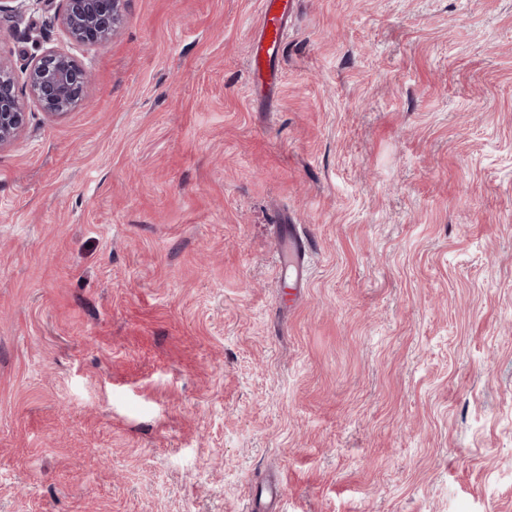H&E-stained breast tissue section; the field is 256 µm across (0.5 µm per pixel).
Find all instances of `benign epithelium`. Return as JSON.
<instances>
[{"instance_id": "benign-epithelium-1", "label": "benign epithelium", "mask_w": 512, "mask_h": 512, "mask_svg": "<svg viewBox=\"0 0 512 512\" xmlns=\"http://www.w3.org/2000/svg\"><path fill=\"white\" fill-rule=\"evenodd\" d=\"M57 20L70 42L97 47L112 40L126 0H62ZM13 66L0 58V150L14 144L28 123L23 94L49 117H61L84 100L91 72L73 54L50 48L23 67L18 82Z\"/></svg>"}]
</instances>
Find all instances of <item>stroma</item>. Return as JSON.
I'll list each match as a JSON object with an SVG mask.
<instances>
[{
    "label": "stroma",
    "mask_w": 512,
    "mask_h": 512,
    "mask_svg": "<svg viewBox=\"0 0 512 512\" xmlns=\"http://www.w3.org/2000/svg\"><path fill=\"white\" fill-rule=\"evenodd\" d=\"M126 0L0 150V512H512V0ZM311 236L307 288L276 228ZM280 0H266L264 4L263 35L253 46L250 55V67L262 83L274 86L280 77L279 72L270 66L271 58L278 53L282 38L286 7Z\"/></svg>",
    "instance_id": "1"
}]
</instances>
